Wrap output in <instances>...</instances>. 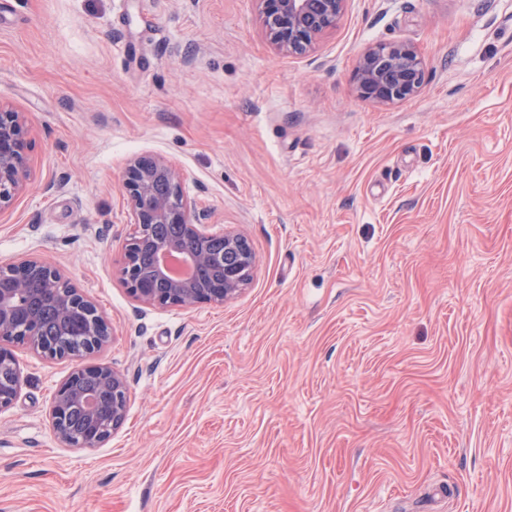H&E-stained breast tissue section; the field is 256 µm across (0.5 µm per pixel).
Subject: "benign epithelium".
<instances>
[{
  "instance_id": "7a95c632",
  "label": "benign epithelium",
  "mask_w": 512,
  "mask_h": 512,
  "mask_svg": "<svg viewBox=\"0 0 512 512\" xmlns=\"http://www.w3.org/2000/svg\"><path fill=\"white\" fill-rule=\"evenodd\" d=\"M265 36L280 53L303 55L317 39L336 28L348 0H255ZM425 78V62L409 42L396 40L367 47L352 75L355 94L381 105L415 97ZM28 144L20 113L0 106V209L24 191L29 179ZM122 191L127 199L130 232L119 265L120 280L131 297L145 306L188 308L200 303L222 304L251 283L255 255L246 236L235 231L214 234L205 229L195 205L183 191L182 174L161 155H140L126 165ZM154 224H179L181 237L157 244ZM154 249L190 266L186 279L175 278L156 261L145 272L137 253ZM31 286L55 306L68 336H81L86 355L100 350L113 334L112 324L59 268L30 257L0 271V411L18 393V381L4 375L15 362L10 338L25 337L33 351L52 357L40 339L37 313L14 302ZM129 388L120 371L97 363H80L55 391L49 415L58 440L71 448H96L126 419ZM86 414L79 429L70 426L71 406Z\"/></svg>"
}]
</instances>
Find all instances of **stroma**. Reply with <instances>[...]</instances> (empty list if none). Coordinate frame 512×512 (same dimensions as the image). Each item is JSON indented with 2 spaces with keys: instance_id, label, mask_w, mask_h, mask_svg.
<instances>
[{
  "instance_id": "obj_1",
  "label": "stroma",
  "mask_w": 512,
  "mask_h": 512,
  "mask_svg": "<svg viewBox=\"0 0 512 512\" xmlns=\"http://www.w3.org/2000/svg\"><path fill=\"white\" fill-rule=\"evenodd\" d=\"M404 40L420 93L358 98ZM0 105L25 191L0 266L36 256L102 309L125 374L95 449L49 420L69 358L14 347L0 512H512V0H349L306 55L254 0H0ZM256 256L235 299L135 302L117 269L136 155ZM425 78V62L409 42L396 40L367 47L352 75L355 94L381 105L415 97Z\"/></svg>"
}]
</instances>
